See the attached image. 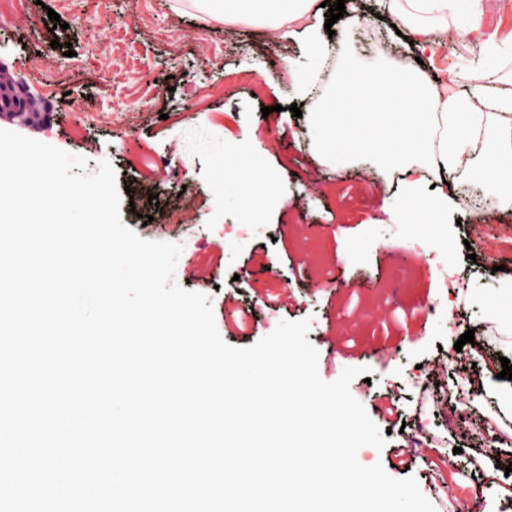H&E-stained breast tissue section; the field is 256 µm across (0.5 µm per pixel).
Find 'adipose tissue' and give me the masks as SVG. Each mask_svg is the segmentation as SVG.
Masks as SVG:
<instances>
[{"mask_svg":"<svg viewBox=\"0 0 512 512\" xmlns=\"http://www.w3.org/2000/svg\"><path fill=\"white\" fill-rule=\"evenodd\" d=\"M214 20L231 24L248 18L284 28L299 36L312 57L323 47L325 13L316 0H185ZM385 18L397 30L424 36L426 45L448 35V17L458 0H379ZM316 112L326 123L315 148L329 156L338 137H346L358 155H387L401 161L410 177L407 194L423 203L431 216L447 210L456 188L451 179L464 152L483 130L495 129L501 150L512 156V78L490 90L462 97L434 85L422 69L382 60L379 67L362 73L340 67L331 88L319 100ZM445 186L424 200L419 186L429 177Z\"/></svg>","mask_w":512,"mask_h":512,"instance_id":"ef3b65f1","label":"adipose tissue"}]
</instances>
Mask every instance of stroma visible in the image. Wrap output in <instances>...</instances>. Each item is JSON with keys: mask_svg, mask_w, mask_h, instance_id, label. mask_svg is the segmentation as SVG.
<instances>
[{"mask_svg": "<svg viewBox=\"0 0 512 512\" xmlns=\"http://www.w3.org/2000/svg\"><path fill=\"white\" fill-rule=\"evenodd\" d=\"M172 2L15 0L0 15V62L60 120L41 131L0 119V130L83 157L91 173L110 163L123 224L145 240L182 243L173 282L211 298L228 345L246 348L280 321L309 320L320 379L369 368L352 380V396L364 404L368 392L391 391L406 424L418 408V366L455 351L474 330L484 352L455 351L461 363L444 377L456 382L460 367L469 368L471 406L492 418L502 441L489 449L428 412V431L445 439L456 467L443 478L449 493H434L442 478L423 458L405 474L436 512H512L503 490L512 484L503 469L512 460V380L485 366L491 357L512 360L511 192L472 159L456 179L481 187V204L460 198L438 223L418 222L402 185H386L390 173L378 157L326 162L312 152L319 128L311 104L295 102L280 61L286 55L310 71L300 41L268 25L178 13ZM357 32L336 24L327 42L332 66L379 63ZM393 49L394 61L422 59L427 77L454 80L470 94L477 78L512 73V0H460L445 43L421 53L404 40ZM294 103L301 117L292 116ZM246 154L272 187L259 210L245 206L237 179ZM479 221L493 225V238L465 247ZM436 253L446 256L447 274L431 262ZM235 283L233 307L251 310L242 329L224 309ZM283 291L290 304L270 306L268 294Z\"/></svg>", "mask_w": 512, "mask_h": 512, "instance_id": "1", "label": "stroma"}]
</instances>
